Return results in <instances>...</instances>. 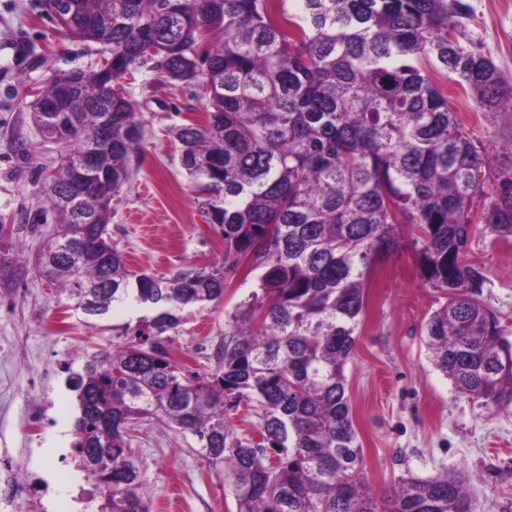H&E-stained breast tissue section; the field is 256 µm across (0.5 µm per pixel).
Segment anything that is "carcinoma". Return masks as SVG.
Segmentation results:
<instances>
[{
	"mask_svg": "<svg viewBox=\"0 0 512 512\" xmlns=\"http://www.w3.org/2000/svg\"><path fill=\"white\" fill-rule=\"evenodd\" d=\"M285 2L45 0L58 32L101 58L65 73L72 93L51 77L27 104L65 152L43 205L17 220L55 225L34 270L83 315L142 311L122 329L128 341L84 349L69 376L74 456L98 512H151L136 448L150 419L195 440L236 512H475L446 470L406 469L382 496L368 485L346 366L364 283L405 229L445 299L421 326L432 364L486 407L512 402V342L466 259L478 229L512 240V140L493 165L431 72L455 75L490 118L512 112V81L468 30V0H295V15ZM145 66L160 84L207 87L206 121L171 133L224 242L222 262L165 279L131 270L109 232L143 139L120 80ZM19 249L0 237V288L25 275ZM238 270L257 272V288L228 315L213 366L178 362L184 313L222 301ZM240 405L260 441L236 436L226 409Z\"/></svg>",
	"mask_w": 512,
	"mask_h": 512,
	"instance_id": "carcinoma-1",
	"label": "carcinoma"
}]
</instances>
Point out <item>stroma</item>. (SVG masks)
I'll use <instances>...</instances> for the list:
<instances>
[{
	"mask_svg": "<svg viewBox=\"0 0 512 512\" xmlns=\"http://www.w3.org/2000/svg\"><path fill=\"white\" fill-rule=\"evenodd\" d=\"M469 3V31L512 78V0ZM17 35L24 37L26 51L12 59L0 55V216L6 217L36 207L39 170L57 165L62 151L43 142L29 119L27 98L50 74L31 66L28 48L52 50L60 71L85 70L95 60L93 48L64 38L42 17L38 0H0V42ZM151 78L141 70L123 81L138 105L144 136L131 162L132 178L113 202L109 229L133 270L169 277L221 259L224 243L199 205L171 134L184 120H203L204 89L195 84L156 91ZM432 79L447 88L460 122L487 149L512 139V114L488 121L454 77L436 72ZM21 140L35 146L32 159L15 151ZM467 260L485 277L481 302L498 314L512 341V241L474 235ZM230 280L223 302L185 314L174 337L176 360L204 358V337L222 335L229 314L255 286L254 278L238 273ZM365 286L367 308L346 367L365 480L382 492L407 468L422 476L461 470L470 477L475 512H512V404L486 408L457 393L428 358L421 326L443 303L442 293L426 285L408 250L380 262ZM139 316L137 308L121 304L105 317L85 318L57 306L52 286L33 272L16 288L0 289V449L11 450L19 470L37 473L23 512H41L39 499L53 506L73 495L60 465L78 413L67 379L80 371L84 347L112 346ZM45 398L53 402L51 430L38 440L27 414ZM190 444L158 421L144 422L138 446L152 486V512H236L222 481L201 475Z\"/></svg>",
	"mask_w": 512,
	"mask_h": 512,
	"instance_id": "1",
	"label": "stroma"
}]
</instances>
